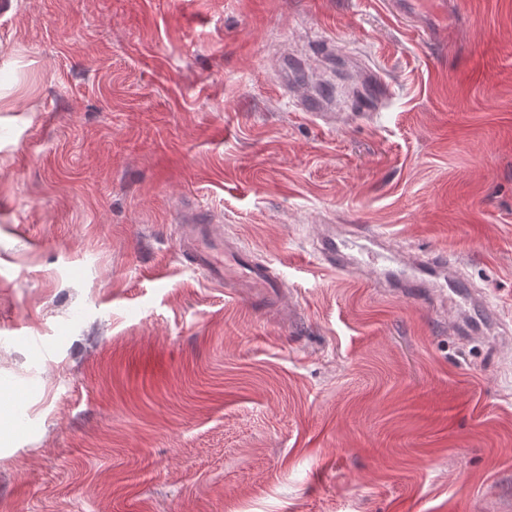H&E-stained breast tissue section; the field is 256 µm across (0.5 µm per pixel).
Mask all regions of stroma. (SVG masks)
<instances>
[{
    "label": "stroma",
    "instance_id": "stroma-1",
    "mask_svg": "<svg viewBox=\"0 0 512 512\" xmlns=\"http://www.w3.org/2000/svg\"><path fill=\"white\" fill-rule=\"evenodd\" d=\"M334 58L330 127L296 100ZM0 95V512H512V0H0ZM186 212L294 321L188 261ZM416 254L500 324L383 292ZM327 227L330 228V230L320 238L315 248L321 264L332 269L349 268V266L344 263L341 249L336 244L335 227L332 225H327Z\"/></svg>",
    "mask_w": 512,
    "mask_h": 512
}]
</instances>
